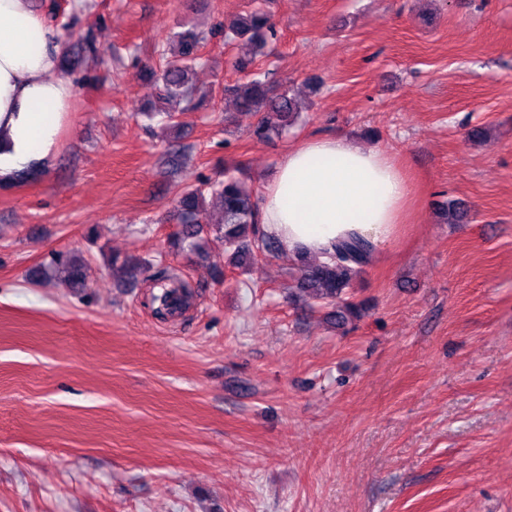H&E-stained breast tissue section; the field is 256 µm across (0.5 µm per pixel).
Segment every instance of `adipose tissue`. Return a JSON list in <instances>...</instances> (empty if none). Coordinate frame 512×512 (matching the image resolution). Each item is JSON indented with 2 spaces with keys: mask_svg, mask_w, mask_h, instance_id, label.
I'll return each instance as SVG.
<instances>
[{
  "mask_svg": "<svg viewBox=\"0 0 512 512\" xmlns=\"http://www.w3.org/2000/svg\"><path fill=\"white\" fill-rule=\"evenodd\" d=\"M74 95L56 32L30 0H0V185L22 171L51 169ZM410 194L393 157L321 136L281 157L259 209L265 231L288 253L321 258L351 237L376 250L391 244Z\"/></svg>",
  "mask_w": 512,
  "mask_h": 512,
  "instance_id": "1",
  "label": "adipose tissue"
}]
</instances>
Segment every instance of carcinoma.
Listing matches in <instances>:
<instances>
[{
  "label": "carcinoma",
  "instance_id": "cac0c4a2",
  "mask_svg": "<svg viewBox=\"0 0 512 512\" xmlns=\"http://www.w3.org/2000/svg\"><path fill=\"white\" fill-rule=\"evenodd\" d=\"M272 30L269 18L260 9H252L224 22V40L232 42L248 38L262 48L266 32ZM176 50L165 54L159 68L162 88L158 99L166 107L167 127L181 130L185 123L182 115L191 109L197 89L192 85L194 69L202 60L204 33L187 29L175 35ZM224 96L234 100L237 111L250 112L257 117L251 134L258 140L280 136L295 124L299 117L298 102L290 90L273 89L266 75L252 72L243 80L224 87ZM219 203L222 223L209 222L208 204ZM176 210L180 214V229L176 243L187 248L196 257L204 255L203 244L211 235L224 239V248L233 250L237 263L251 267L259 261L281 251L280 243L266 234L260 224L258 202L253 190L238 177L225 173L218 181H198L184 186L176 197ZM370 245L351 238L336 244V251L327 260H307L297 255V289L306 297L332 306L327 318L341 327L351 319L362 316L363 306L349 296L352 280L369 264ZM56 265L74 288L85 287L83 261L77 256L58 258ZM112 270L132 275L143 267V262L126 257L112 258ZM161 292L154 296L158 311H173L188 294L186 283L162 270L157 275Z\"/></svg>",
  "mask_w": 512,
  "mask_h": 512
}]
</instances>
